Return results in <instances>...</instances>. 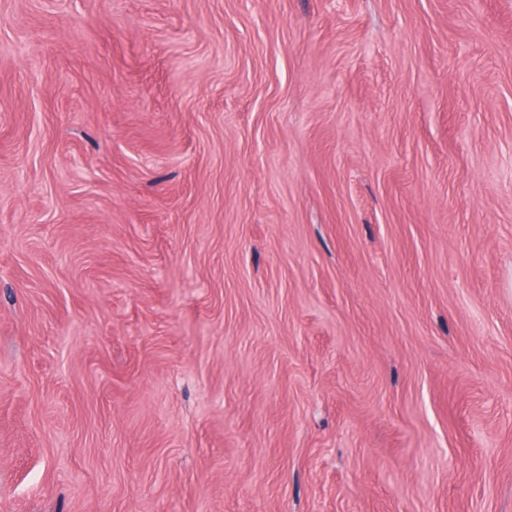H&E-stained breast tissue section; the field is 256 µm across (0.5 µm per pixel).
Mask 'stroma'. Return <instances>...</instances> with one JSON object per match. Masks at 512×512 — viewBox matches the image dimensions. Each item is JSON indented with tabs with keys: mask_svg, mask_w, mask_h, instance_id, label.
<instances>
[{
	"mask_svg": "<svg viewBox=\"0 0 512 512\" xmlns=\"http://www.w3.org/2000/svg\"><path fill=\"white\" fill-rule=\"evenodd\" d=\"M0 512H512V0H0Z\"/></svg>",
	"mask_w": 512,
	"mask_h": 512,
	"instance_id": "obj_1",
	"label": "stroma"
}]
</instances>
